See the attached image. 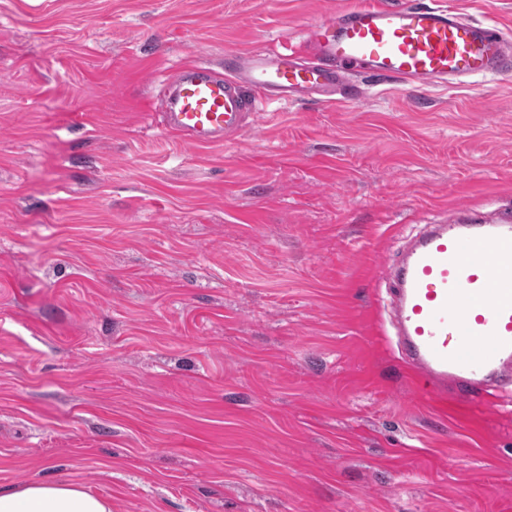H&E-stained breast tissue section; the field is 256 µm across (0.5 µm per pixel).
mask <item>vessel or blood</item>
I'll return each instance as SVG.
<instances>
[{"mask_svg":"<svg viewBox=\"0 0 512 512\" xmlns=\"http://www.w3.org/2000/svg\"><path fill=\"white\" fill-rule=\"evenodd\" d=\"M510 70L512 40L496 21L431 0H365L313 23L299 43L225 51L222 71L182 65L164 91L163 128L208 148L265 105L359 102L367 78L425 90ZM390 295L398 346L420 388L470 403L512 379V224L432 226L407 246Z\"/></svg>","mask_w":512,"mask_h":512,"instance_id":"b4317fda","label":"vessel or blood"}]
</instances>
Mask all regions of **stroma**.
Returning <instances> with one entry per match:
<instances>
[{"mask_svg": "<svg viewBox=\"0 0 512 512\" xmlns=\"http://www.w3.org/2000/svg\"><path fill=\"white\" fill-rule=\"evenodd\" d=\"M350 0H0V488L112 512H512V384L440 407L390 324L425 225L512 218V72L162 130L186 62ZM512 33V0H443ZM0 512H112V502L78 484L43 480L0 489Z\"/></svg>", "mask_w": 512, "mask_h": 512, "instance_id": "obj_1", "label": "stroma"}]
</instances>
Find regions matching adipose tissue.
<instances>
[{"instance_id":"adipose-tissue-1","label":"adipose tissue","mask_w":512,"mask_h":512,"mask_svg":"<svg viewBox=\"0 0 512 512\" xmlns=\"http://www.w3.org/2000/svg\"><path fill=\"white\" fill-rule=\"evenodd\" d=\"M0 512H112V503L81 485L43 480L0 489Z\"/></svg>"}]
</instances>
